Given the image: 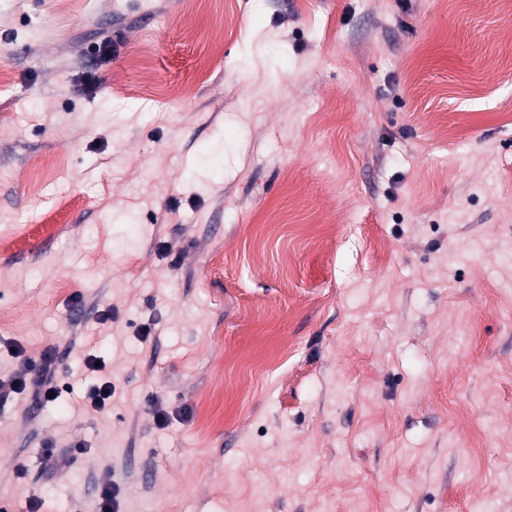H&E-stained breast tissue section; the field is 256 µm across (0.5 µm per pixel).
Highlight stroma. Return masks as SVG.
<instances>
[{
	"label": "stroma",
	"instance_id": "35a3bbf8",
	"mask_svg": "<svg viewBox=\"0 0 512 512\" xmlns=\"http://www.w3.org/2000/svg\"><path fill=\"white\" fill-rule=\"evenodd\" d=\"M508 53L512 0H0V382L74 387L0 394V505L512 512ZM99 362V366H95V363ZM104 361L101 357L95 354H88L85 358V368L96 379L88 392V399L93 408L98 410H104L107 407H112V397L114 396V388L112 382L108 379L102 378L97 375L98 372L105 368ZM54 375L47 373L44 366L36 369L33 361L23 359L8 386L10 392H20L31 387L39 402H56L63 392L70 390V384ZM49 394H53V397H49Z\"/></svg>",
	"mask_w": 512,
	"mask_h": 512
}]
</instances>
